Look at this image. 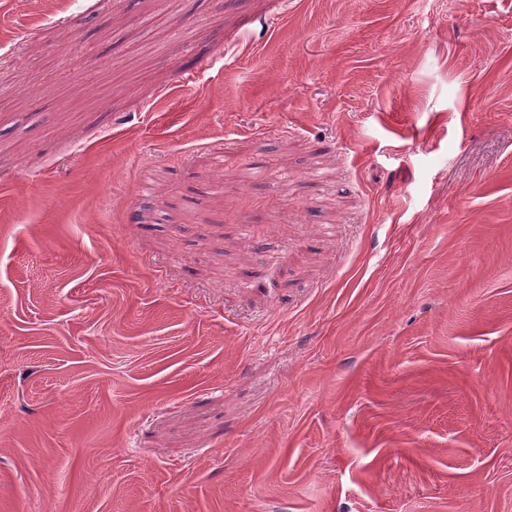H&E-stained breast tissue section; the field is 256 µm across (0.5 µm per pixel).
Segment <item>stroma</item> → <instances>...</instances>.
Returning a JSON list of instances; mask_svg holds the SVG:
<instances>
[{
    "label": "stroma",
    "instance_id": "obj_1",
    "mask_svg": "<svg viewBox=\"0 0 512 512\" xmlns=\"http://www.w3.org/2000/svg\"><path fill=\"white\" fill-rule=\"evenodd\" d=\"M0 512H512V0H0Z\"/></svg>",
    "mask_w": 512,
    "mask_h": 512
}]
</instances>
